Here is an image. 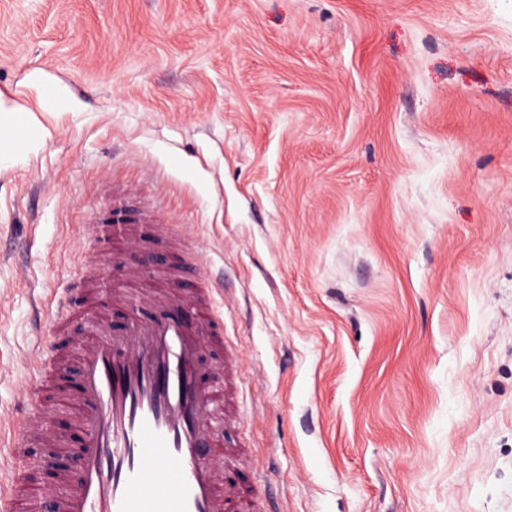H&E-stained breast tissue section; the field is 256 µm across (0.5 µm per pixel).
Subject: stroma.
<instances>
[{"label":"stroma","mask_w":512,"mask_h":512,"mask_svg":"<svg viewBox=\"0 0 512 512\" xmlns=\"http://www.w3.org/2000/svg\"><path fill=\"white\" fill-rule=\"evenodd\" d=\"M0 99V436L77 373L34 329L121 196L224 284L226 475L512 512V0H0Z\"/></svg>","instance_id":"35a3bbf8"}]
</instances>
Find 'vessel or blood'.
<instances>
[{
	"label": "vessel or blood",
	"instance_id": "vessel-or-blood-1",
	"mask_svg": "<svg viewBox=\"0 0 512 512\" xmlns=\"http://www.w3.org/2000/svg\"><path fill=\"white\" fill-rule=\"evenodd\" d=\"M216 288L151 289L142 274L123 275L115 303L153 307L111 329L104 314L78 309L64 291L38 329L41 362L53 366L69 351L80 359L79 393L69 394L75 430L85 435L79 478L61 492L37 483L18 485L0 462V512H254L237 485L224 481V441L216 419L224 412V372H203L200 358L222 342L224 315ZM190 309L191 322L178 312ZM48 409L23 415L12 450L45 434Z\"/></svg>",
	"mask_w": 512,
	"mask_h": 512
}]
</instances>
